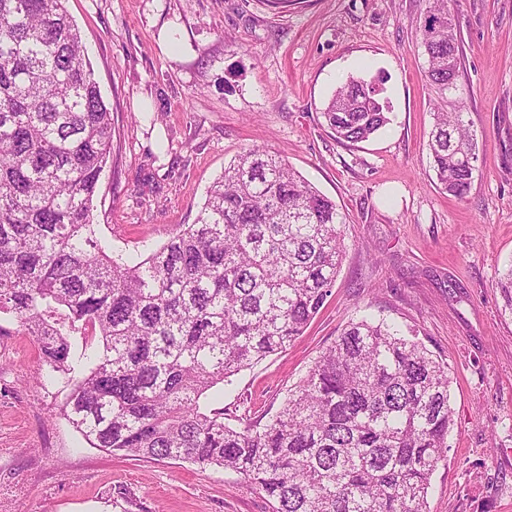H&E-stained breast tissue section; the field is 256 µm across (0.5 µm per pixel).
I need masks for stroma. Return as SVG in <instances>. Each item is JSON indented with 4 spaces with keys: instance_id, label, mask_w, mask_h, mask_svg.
<instances>
[{
    "instance_id": "1",
    "label": "stroma",
    "mask_w": 512,
    "mask_h": 512,
    "mask_svg": "<svg viewBox=\"0 0 512 512\" xmlns=\"http://www.w3.org/2000/svg\"><path fill=\"white\" fill-rule=\"evenodd\" d=\"M114 118L94 212L108 254L143 257L194 223L242 149L282 156L336 201L347 249L332 295L287 350L224 388L226 423L266 422L365 314L446 358L455 425L429 512H512V0H458V97L479 136L470 195L430 165L440 100L415 32L422 0H68ZM382 78L389 124L354 147L321 110L348 77ZM35 344L0 313V512H269L231 471L107 453L41 388Z\"/></svg>"
}]
</instances>
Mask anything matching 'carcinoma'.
<instances>
[{
	"mask_svg": "<svg viewBox=\"0 0 512 512\" xmlns=\"http://www.w3.org/2000/svg\"><path fill=\"white\" fill-rule=\"evenodd\" d=\"M66 2L0 0V312L33 337L63 415L93 448L231 470L269 512H428L452 377L395 323L348 322L260 427L233 428L209 407L331 296L345 218L282 157L248 148L195 223L136 263L109 256L93 210L112 117ZM454 5L426 0L418 25L441 99L463 69ZM381 93L353 76L336 88L322 117L337 143L389 123ZM464 108L433 113L429 142L441 189L459 199L478 161ZM496 287L512 316V265Z\"/></svg>",
	"mask_w": 512,
	"mask_h": 512,
	"instance_id": "carcinoma-1",
	"label": "carcinoma"
}]
</instances>
